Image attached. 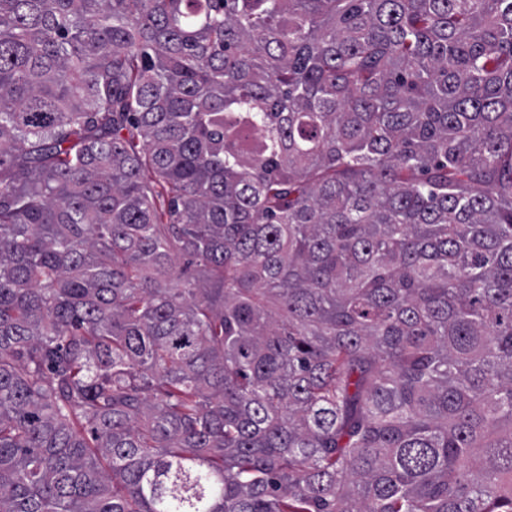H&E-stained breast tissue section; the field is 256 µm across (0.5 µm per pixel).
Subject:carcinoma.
<instances>
[{
  "mask_svg": "<svg viewBox=\"0 0 512 512\" xmlns=\"http://www.w3.org/2000/svg\"><path fill=\"white\" fill-rule=\"evenodd\" d=\"M0 512H512V0H0Z\"/></svg>",
  "mask_w": 512,
  "mask_h": 512,
  "instance_id": "cac0c4a2",
  "label": "carcinoma"
}]
</instances>
